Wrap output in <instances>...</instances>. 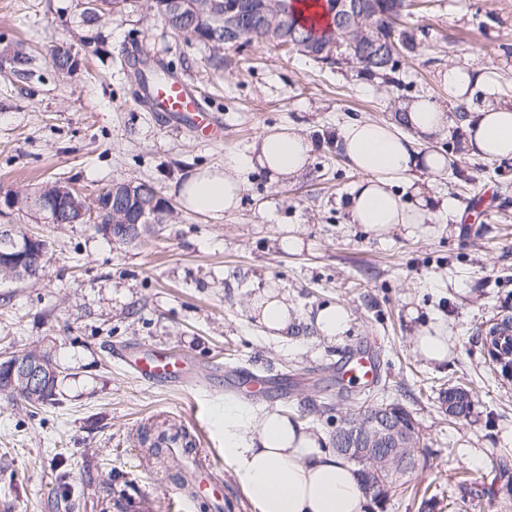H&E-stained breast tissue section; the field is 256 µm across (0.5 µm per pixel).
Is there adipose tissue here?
<instances>
[{
  "instance_id": "ef3b65f1",
  "label": "adipose tissue",
  "mask_w": 512,
  "mask_h": 512,
  "mask_svg": "<svg viewBox=\"0 0 512 512\" xmlns=\"http://www.w3.org/2000/svg\"><path fill=\"white\" fill-rule=\"evenodd\" d=\"M441 79L449 101L458 103L488 81L484 71L468 64L449 66ZM462 126L471 154L512 160V105L467 113ZM447 131V112L426 96L405 104L398 120L340 125L336 147L361 175L347 198L350 223L383 235L436 215L460 218L455 200L424 188L448 169L435 145ZM312 150L311 140L296 125L264 132L246 151L225 154L222 167L195 172L179 195L188 209L232 213L253 172L265 171L273 182L299 177ZM252 313L274 335H287L292 327L288 304L276 289L257 294ZM219 420L224 459L256 512H364L368 498L355 467L326 449L322 434L278 408L254 412L233 401L225 402Z\"/></svg>"
}]
</instances>
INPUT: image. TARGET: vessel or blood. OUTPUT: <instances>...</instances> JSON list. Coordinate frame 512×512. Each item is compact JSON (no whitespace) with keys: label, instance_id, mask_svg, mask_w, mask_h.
Here are the masks:
<instances>
[{"label":"vessel or blood","instance_id":"obj_1","mask_svg":"<svg viewBox=\"0 0 512 512\" xmlns=\"http://www.w3.org/2000/svg\"><path fill=\"white\" fill-rule=\"evenodd\" d=\"M146 98L152 111L188 122L207 140L222 139L223 123L182 80L171 79L150 85L146 90ZM119 359L137 378L151 384L179 383L190 388L196 383V371L189 367L186 358L179 352L140 346L128 347L120 353ZM342 375L369 385L377 380L379 366L373 356L358 350L345 359Z\"/></svg>","mask_w":512,"mask_h":512}]
</instances>
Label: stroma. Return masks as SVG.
Returning <instances> with one entry per match:
<instances>
[{
	"instance_id": "1",
	"label": "stroma",
	"mask_w": 512,
	"mask_h": 512,
	"mask_svg": "<svg viewBox=\"0 0 512 512\" xmlns=\"http://www.w3.org/2000/svg\"><path fill=\"white\" fill-rule=\"evenodd\" d=\"M85 0H0V51L24 45L31 76L0 71V198L34 193L57 180L93 197L116 182H146L175 213L138 244H122L85 224H38L0 210V224L42 236L52 258L36 281L0 283V355L50 350L69 374L53 405L0 400V512H123L146 495L151 512H171L168 493L189 444L224 481L237 512H256L224 459L225 369L266 375L269 392L239 394L249 410L277 407L308 427L333 425L311 412L336 394L337 367L355 347L371 348L378 383L349 385L337 407L398 402L421 434L414 470L391 489L384 512H512L503 508V467L512 468V379L491 374L483 338L492 319H512V162L461 148L462 105L448 99L440 71L453 63L486 69L490 87L469 107L512 105V0H422L403 30L413 40L399 58L398 83L352 65L318 67L261 44L232 47L216 63L202 42L171 34L145 5L105 22L85 21ZM67 42L72 70L51 50ZM145 53L201 96L224 123V139L203 141L187 124L150 112L124 65ZM420 95L449 118L440 145L450 173L431 192L457 200L460 222L436 216L410 230L376 236L349 223L345 199L360 179L337 151V126L394 120ZM294 124L313 143L307 171L270 183L251 174L239 210L222 217L186 210L179 188L199 170L220 167L273 127ZM269 202L274 220L257 209ZM302 240L278 246L280 228ZM278 289L296 313L286 336L264 333L251 312L256 294ZM343 306L347 333L330 341L314 325L325 305ZM443 323L446 362L415 351L418 328ZM186 354L209 389H160L126 373V346ZM473 389L466 419L451 423L441 390Z\"/></svg>"
}]
</instances>
